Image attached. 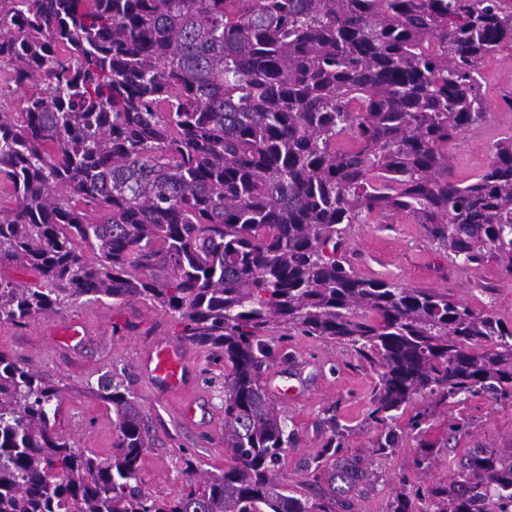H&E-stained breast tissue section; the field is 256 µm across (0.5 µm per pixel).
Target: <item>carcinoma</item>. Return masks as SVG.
Masks as SVG:
<instances>
[{
	"instance_id": "cac0c4a2",
	"label": "carcinoma",
	"mask_w": 512,
	"mask_h": 512,
	"mask_svg": "<svg viewBox=\"0 0 512 512\" xmlns=\"http://www.w3.org/2000/svg\"><path fill=\"white\" fill-rule=\"evenodd\" d=\"M512 47V0H0V323L81 298L135 301L224 361V452L146 492L147 419L108 376L101 458L56 429L61 389L0 350V512H352L368 466L336 419L280 479L294 432L264 384V336L349 346L379 371L370 420L395 451L412 400L512 396V325L431 288L363 278L362 214L402 212L462 266L512 273V136L473 182L448 142L487 118L483 63ZM389 512H512V448H471L450 482Z\"/></svg>"
}]
</instances>
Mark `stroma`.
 I'll use <instances>...</instances> for the list:
<instances>
[{"mask_svg": "<svg viewBox=\"0 0 512 512\" xmlns=\"http://www.w3.org/2000/svg\"><path fill=\"white\" fill-rule=\"evenodd\" d=\"M488 101L483 125L460 133L448 144L455 178L473 180L488 164L493 144L512 134V110L503 103L512 93V49L505 50L482 68ZM351 263L365 278L394 281L407 288H433L478 311H489L512 323V274L488 260L465 268L436 250L411 216H370L353 225L349 234ZM80 321L84 336L78 342L52 346L53 330ZM175 320L151 306L129 302L113 306L111 299L80 300L61 314L39 316L22 328L0 324V350L13 353L49 377L61 390L57 419L60 433L77 448L100 456L112 451L115 431L112 412L100 398L98 380L115 373L135 396L147 418L153 439L141 474L142 485L153 495L178 493L183 471L194 464L201 472H217L227 461L224 454V364L206 349L176 338ZM178 342L195 366L189 384L179 393L152 385L138 370L140 358L158 341ZM270 357L264 380L279 386L294 385L300 392L280 403L288 426L296 436L281 471L289 487L302 489L303 466L328 436L325 420L335 417L348 453L371 458L373 483L354 494L355 512H388L396 493V477L411 468L421 447H428L432 465L418 475V485L448 482L461 457L470 448H512V401L485 393L455 406L417 399L413 410H428L429 428L419 437L404 435L395 452L374 455L381 429L369 420L377 371L360 361L351 348L331 340L306 336H266ZM195 403L192 419L180 411L184 401Z\"/></svg>", "mask_w": 512, "mask_h": 512, "instance_id": "stroma-1", "label": "stroma"}]
</instances>
